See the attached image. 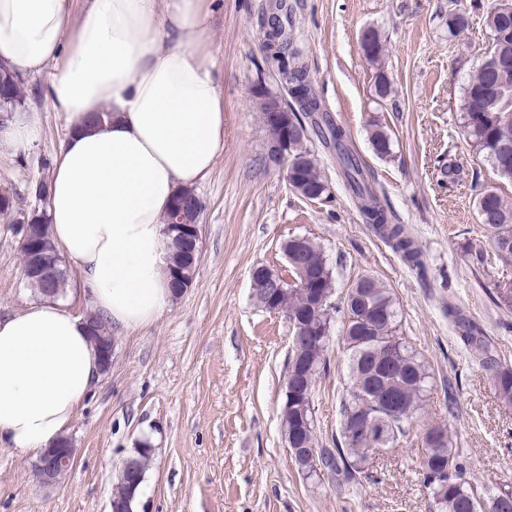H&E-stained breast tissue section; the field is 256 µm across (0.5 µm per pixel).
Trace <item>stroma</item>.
<instances>
[{
    "label": "stroma",
    "instance_id": "obj_1",
    "mask_svg": "<svg viewBox=\"0 0 512 512\" xmlns=\"http://www.w3.org/2000/svg\"><path fill=\"white\" fill-rule=\"evenodd\" d=\"M498 0H288L293 38L325 109L349 133L371 169L392 223L420 246L427 270L417 275L366 224L317 140L309 148L330 184L308 200L267 157V133L253 89L275 92L282 81L263 63V18L274 0H209L206 25L213 76L224 100V153L194 191L202 203L201 258L193 282L150 326L115 331L112 366L81 404L68 436L73 470L53 484L33 476L34 460L0 446V512H109L123 463L141 441L153 447L136 512H431L419 477L416 436L446 425L466 460L467 481L512 483V405L497 397L492 374L448 323L456 304L478 324L502 363L512 366V306L499 290L512 283L481 224L475 184L496 188L512 203V181L499 178L465 132L461 100L483 59L486 17ZM467 17L448 34L449 13ZM386 45L380 64L359 48L363 31ZM391 81L375 96L377 69ZM54 72L23 77L24 105L37 136L26 149L0 144V188L19 211L34 207L31 190L49 181L66 124L43 94ZM385 127L391 154H374L367 131ZM294 236L319 244L336 281L335 302L371 275L396 298L401 329L428 361L429 404L415 435L393 457L374 459V482L349 494L325 480H307L282 437L291 330L284 315L259 308L250 273L287 270L284 245ZM488 264L476 270L471 250ZM37 296L21 275L19 239L0 234V315ZM335 321L313 405L320 447H333L350 385L348 356ZM457 393L447 412L444 392Z\"/></svg>",
    "mask_w": 512,
    "mask_h": 512
}]
</instances>
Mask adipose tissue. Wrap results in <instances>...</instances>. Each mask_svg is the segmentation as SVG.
Returning a JSON list of instances; mask_svg holds the SVG:
<instances>
[{"label":"adipose tissue","mask_w":512,"mask_h":512,"mask_svg":"<svg viewBox=\"0 0 512 512\" xmlns=\"http://www.w3.org/2000/svg\"><path fill=\"white\" fill-rule=\"evenodd\" d=\"M203 4L91 0L75 24L71 0H0V62L31 73L53 66L45 95L67 125L49 186L51 238L116 328L168 310L162 217L224 152ZM94 112L112 119L90 124ZM100 374L86 319L61 300L0 317V445L40 457Z\"/></svg>","instance_id":"adipose-tissue-1"}]
</instances>
